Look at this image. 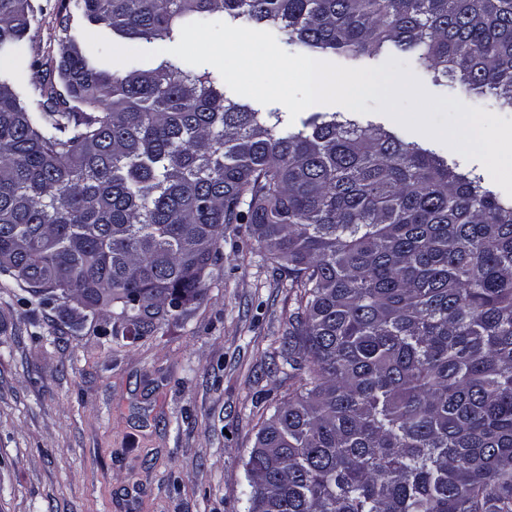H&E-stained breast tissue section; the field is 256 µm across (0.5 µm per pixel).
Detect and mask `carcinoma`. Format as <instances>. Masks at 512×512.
Wrapping results in <instances>:
<instances>
[{
	"label": "carcinoma",
	"instance_id": "carcinoma-1",
	"mask_svg": "<svg viewBox=\"0 0 512 512\" xmlns=\"http://www.w3.org/2000/svg\"><path fill=\"white\" fill-rule=\"evenodd\" d=\"M124 38L216 17L302 54L391 47L512 106V0H79ZM29 0H0V55ZM31 112L0 77V274L112 308L153 336L205 295L224 229L248 224L297 307L304 384L267 408L246 512H512V198L437 153L337 113L288 128L218 76L136 60L112 73L69 40ZM110 100L107 109L100 108Z\"/></svg>",
	"mask_w": 512,
	"mask_h": 512
}]
</instances>
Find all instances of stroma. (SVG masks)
I'll return each instance as SVG.
<instances>
[{"instance_id":"35a3bbf8","label":"stroma","mask_w":512,"mask_h":512,"mask_svg":"<svg viewBox=\"0 0 512 512\" xmlns=\"http://www.w3.org/2000/svg\"><path fill=\"white\" fill-rule=\"evenodd\" d=\"M28 68L34 83L66 90L55 70L61 41L98 33L76 0H30ZM414 73L449 96L512 120V108ZM383 125L459 168L483 173L444 143L379 113ZM201 304L156 335L124 345L102 335L111 310L79 321L0 275V512H244L245 463L268 406L298 386L282 341L295 296L247 225H229Z\"/></svg>"}]
</instances>
